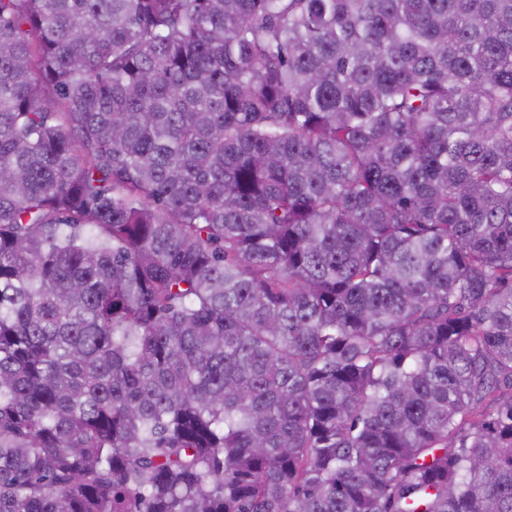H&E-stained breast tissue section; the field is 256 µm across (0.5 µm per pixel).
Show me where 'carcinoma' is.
<instances>
[{
  "instance_id": "carcinoma-1",
  "label": "carcinoma",
  "mask_w": 512,
  "mask_h": 512,
  "mask_svg": "<svg viewBox=\"0 0 512 512\" xmlns=\"http://www.w3.org/2000/svg\"><path fill=\"white\" fill-rule=\"evenodd\" d=\"M0 512H512V0H0Z\"/></svg>"
}]
</instances>
